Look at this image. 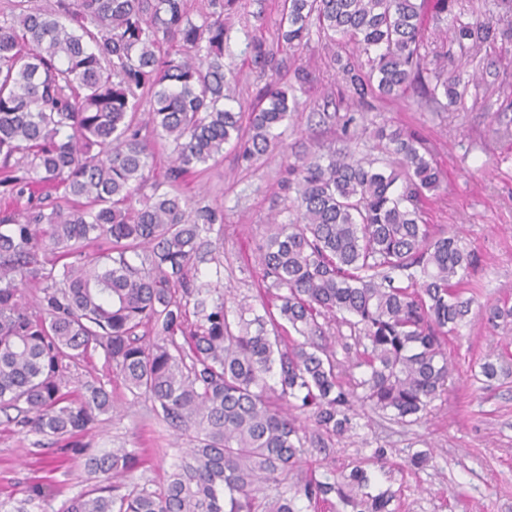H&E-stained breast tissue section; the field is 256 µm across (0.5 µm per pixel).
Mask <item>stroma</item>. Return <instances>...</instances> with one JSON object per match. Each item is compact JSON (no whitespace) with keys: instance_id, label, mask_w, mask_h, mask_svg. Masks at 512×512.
<instances>
[{"instance_id":"35a3bbf8","label":"stroma","mask_w":512,"mask_h":512,"mask_svg":"<svg viewBox=\"0 0 512 512\" xmlns=\"http://www.w3.org/2000/svg\"><path fill=\"white\" fill-rule=\"evenodd\" d=\"M284 0H240L226 21L224 71L233 77L243 107L253 104L266 84L247 48L252 39L272 45L278 79L296 102L281 128L282 154L248 166L232 146L223 157L198 166L180 190L190 204L222 209V243L213 244L198 262L200 281L231 290L236 299H253L262 279L257 247L269 220L288 223L293 194L285 186V163L345 148L357 157H378L375 127L388 124L426 140L443 174L439 191L428 195L423 218L434 229L457 231L478 258L472 280L474 303L465 326L449 337L448 354L456 365L447 395L435 401L427 419L403 425L365 412L351 437L332 448L313 450L318 471L347 473L384 449L386 465L379 489H391L393 512H512V323L490 328L484 310L496 303L512 306V36L499 34L467 66L481 91H467L457 105L441 110L424 102L420 84L397 99H358L346 88L340 67L351 61L366 67L344 43L327 44L311 35L300 50L279 43ZM493 0H464L440 11L424 0L421 36L428 62L459 58L447 33L466 23L472 12H487ZM307 77L297 80L296 69ZM501 364L492 380L480 376L485 360ZM68 387L98 381L111 391L115 408L101 416L87 440L93 453L115 448L145 452L147 462L133 475L135 484L163 480L190 442L177 438L154 412L149 400L133 396L113 373L102 352L72 366ZM433 459L419 471L407 461L419 451ZM96 482L61 448L59 441L19 430L0 413V505L6 512H58L63 501L88 491ZM51 486L53 500L28 499L33 484Z\"/></svg>"}]
</instances>
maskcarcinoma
Listing matches in <instances>:
<instances>
[{"instance_id": "obj_1", "label": "carcinoma", "mask_w": 512, "mask_h": 512, "mask_svg": "<svg viewBox=\"0 0 512 512\" xmlns=\"http://www.w3.org/2000/svg\"><path fill=\"white\" fill-rule=\"evenodd\" d=\"M238 5L208 0L196 21L187 0H0V187L16 205L0 211V412L66 440L102 476L63 512H303L332 497L349 512H390L395 493L373 491L360 465L302 472L306 446L355 429L358 404L413 423L448 393V336L470 312L475 256L422 222L442 174L427 142L401 129L376 130L394 166L341 150L287 164L295 217L259 246L263 313L231 311L198 281L195 260L224 213L190 207L179 181L227 144L245 162L270 154L295 109L274 82L247 127L226 106L224 19ZM419 16L417 0H285L279 39L300 46L315 25L366 56V79L342 66L358 98L397 97L424 69ZM490 33L476 14L451 35L468 53ZM249 48L256 68L274 69L270 46ZM462 73L430 70L428 101H460ZM158 143L172 147L164 183L152 181ZM39 184L55 194L37 195ZM485 319L511 320L512 306ZM338 337L355 350L348 366ZM97 349L171 429L193 433L155 489L127 483L139 452L94 455L82 442L112 395L99 382L76 394L66 375Z\"/></svg>"}]
</instances>
